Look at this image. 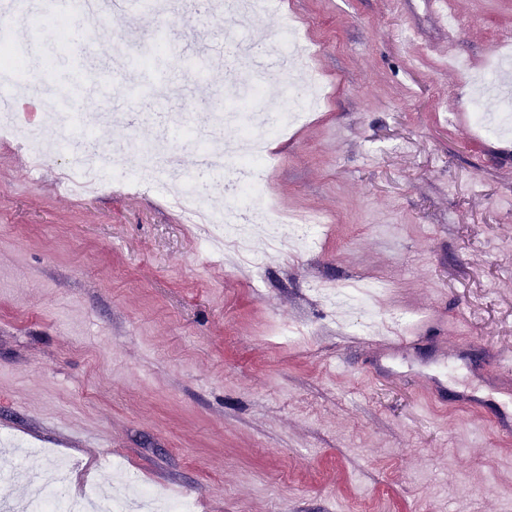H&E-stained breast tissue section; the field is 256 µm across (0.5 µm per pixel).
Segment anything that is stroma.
Wrapping results in <instances>:
<instances>
[{
    "label": "stroma",
    "mask_w": 512,
    "mask_h": 512,
    "mask_svg": "<svg viewBox=\"0 0 512 512\" xmlns=\"http://www.w3.org/2000/svg\"><path fill=\"white\" fill-rule=\"evenodd\" d=\"M223 3L205 20L87 25L105 58L124 25L173 40L118 99L40 32L55 74L31 89L98 118L108 147L169 136V114L206 128L199 94L260 78L226 50L238 19ZM448 12L453 51L418 69L406 33L439 37L423 0H279L253 18L269 38L304 21L319 46L305 65L328 91L260 172L280 209L327 217L322 245L259 272L202 252L205 226L162 194L72 195L61 156L35 171L22 140L0 137V470L28 446V473L60 457L73 491L121 496L134 476L194 512H512V439L457 407L465 390L495 401L477 374L512 351V135L473 119L507 105L473 89L512 42V0ZM361 279L387 283L367 334L310 289ZM290 324L308 336L277 339ZM409 334V357L376 374L370 337Z\"/></svg>",
    "instance_id": "35a3bbf8"
}]
</instances>
